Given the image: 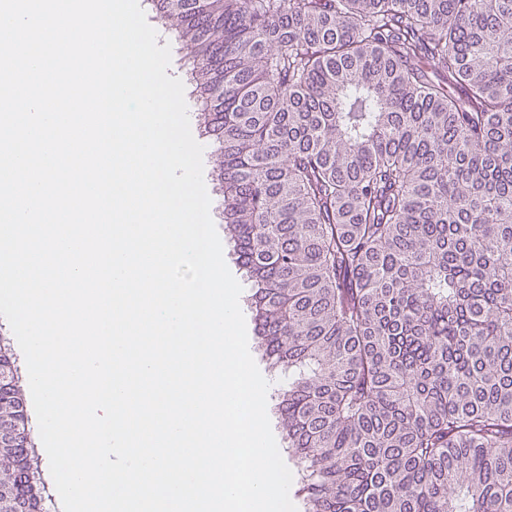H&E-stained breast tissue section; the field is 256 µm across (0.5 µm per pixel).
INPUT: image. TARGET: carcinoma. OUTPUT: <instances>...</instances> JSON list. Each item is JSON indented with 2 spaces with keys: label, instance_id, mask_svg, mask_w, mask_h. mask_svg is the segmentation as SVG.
Instances as JSON below:
<instances>
[{
  "label": "carcinoma",
  "instance_id": "carcinoma-1",
  "mask_svg": "<svg viewBox=\"0 0 512 512\" xmlns=\"http://www.w3.org/2000/svg\"><path fill=\"white\" fill-rule=\"evenodd\" d=\"M160 12L223 92L200 120L304 512H512V0Z\"/></svg>",
  "mask_w": 512,
  "mask_h": 512
}]
</instances>
